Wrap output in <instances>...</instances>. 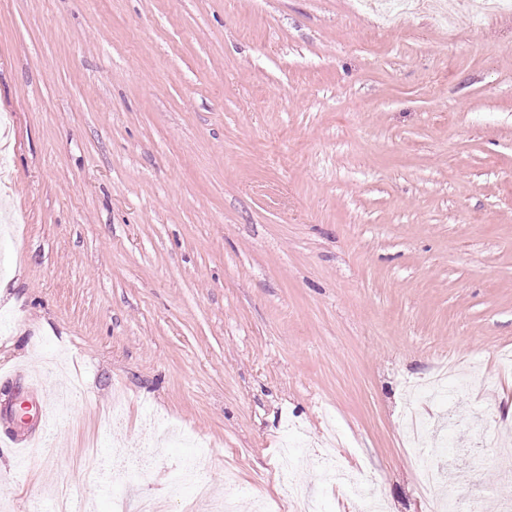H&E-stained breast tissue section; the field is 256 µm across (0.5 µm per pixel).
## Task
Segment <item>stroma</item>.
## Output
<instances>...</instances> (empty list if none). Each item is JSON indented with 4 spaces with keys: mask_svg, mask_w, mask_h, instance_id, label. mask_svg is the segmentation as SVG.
Here are the masks:
<instances>
[{
    "mask_svg": "<svg viewBox=\"0 0 512 512\" xmlns=\"http://www.w3.org/2000/svg\"><path fill=\"white\" fill-rule=\"evenodd\" d=\"M0 123V374L40 382L0 381V512L62 486L207 512L171 488L198 439L236 512H292L285 445L321 512H432L402 415L442 356L481 388L421 411L483 416L448 494L512 502V12L0 0ZM44 398L52 422L20 417ZM32 433L51 464L21 471Z\"/></svg>",
    "mask_w": 512,
    "mask_h": 512,
    "instance_id": "35a3bbf8",
    "label": "stroma"
}]
</instances>
